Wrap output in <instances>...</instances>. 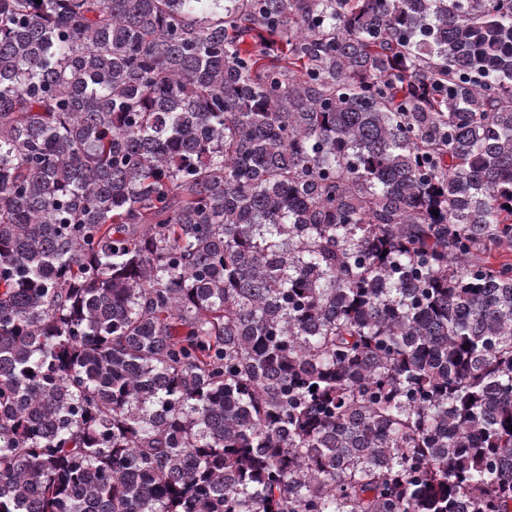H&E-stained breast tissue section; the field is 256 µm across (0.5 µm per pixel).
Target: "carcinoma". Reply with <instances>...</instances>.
Wrapping results in <instances>:
<instances>
[{"mask_svg":"<svg viewBox=\"0 0 512 512\" xmlns=\"http://www.w3.org/2000/svg\"><path fill=\"white\" fill-rule=\"evenodd\" d=\"M506 250L512 0H0V512H512Z\"/></svg>","mask_w":512,"mask_h":512,"instance_id":"obj_1","label":"carcinoma"}]
</instances>
